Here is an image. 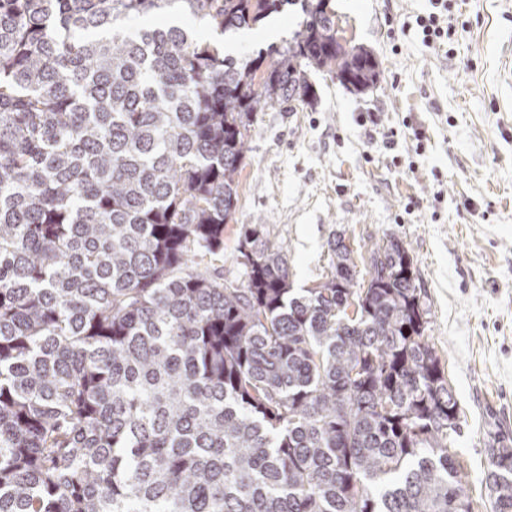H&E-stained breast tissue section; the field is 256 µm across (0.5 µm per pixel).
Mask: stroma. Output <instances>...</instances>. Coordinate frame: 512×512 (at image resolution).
I'll list each match as a JSON object with an SVG mask.
<instances>
[{"label":"stroma","mask_w":512,"mask_h":512,"mask_svg":"<svg viewBox=\"0 0 512 512\" xmlns=\"http://www.w3.org/2000/svg\"><path fill=\"white\" fill-rule=\"evenodd\" d=\"M346 39L374 53L381 78L354 93L317 75L313 104L259 113L239 176L224 253L204 269L242 280L246 224L282 246L294 288L331 272L333 237L355 255L402 240L430 308L427 334L460 413L454 447L473 512H491L489 450L512 441V92L499 80L512 43V0H452L446 50L423 45L414 18L427 0H331ZM297 9L236 33L234 57L291 37ZM410 122L425 134L394 149L370 143L361 119ZM442 200H435L434 191Z\"/></svg>","instance_id":"obj_1"}]
</instances>
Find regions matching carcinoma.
<instances>
[{"instance_id": "cac0c4a2", "label": "carcinoma", "mask_w": 512, "mask_h": 512, "mask_svg": "<svg viewBox=\"0 0 512 512\" xmlns=\"http://www.w3.org/2000/svg\"><path fill=\"white\" fill-rule=\"evenodd\" d=\"M331 0H0V512H472L458 401L404 244L329 242L291 287L246 224L224 252L257 114L363 93L375 55ZM298 6L237 59L149 16L220 32ZM142 25L131 32L125 23ZM512 512V448L489 449Z\"/></svg>"}]
</instances>
